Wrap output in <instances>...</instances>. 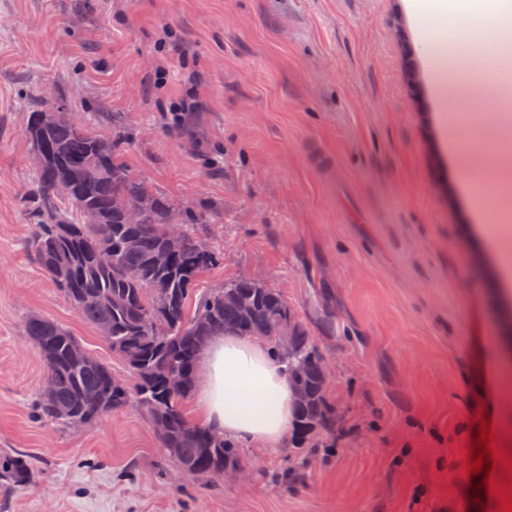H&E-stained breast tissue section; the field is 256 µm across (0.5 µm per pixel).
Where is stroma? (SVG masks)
Instances as JSON below:
<instances>
[{
	"instance_id": "stroma-1",
	"label": "stroma",
	"mask_w": 512,
	"mask_h": 512,
	"mask_svg": "<svg viewBox=\"0 0 512 512\" xmlns=\"http://www.w3.org/2000/svg\"><path fill=\"white\" fill-rule=\"evenodd\" d=\"M500 0H0V454L29 455L0 512H498L467 474L475 417L512 358L503 247L483 226L443 129L449 84L494 62L489 29L445 41L441 17ZM170 27L194 57L162 71ZM441 39L437 70L426 34ZM197 89L183 130L177 108ZM119 122L124 158L193 210L224 253L199 289L247 274L280 291L329 363L325 447L239 450L249 478H193L136 405L83 427L42 418L30 317L135 378L25 241L28 115Z\"/></svg>"
}]
</instances>
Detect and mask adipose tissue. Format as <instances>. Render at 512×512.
Returning a JSON list of instances; mask_svg holds the SVG:
<instances>
[{
    "label": "adipose tissue",
    "mask_w": 512,
    "mask_h": 512,
    "mask_svg": "<svg viewBox=\"0 0 512 512\" xmlns=\"http://www.w3.org/2000/svg\"><path fill=\"white\" fill-rule=\"evenodd\" d=\"M193 402L215 434L257 448L282 445L293 423L294 391L284 365L259 339L212 336L199 358Z\"/></svg>",
    "instance_id": "adipose-tissue-1"
}]
</instances>
